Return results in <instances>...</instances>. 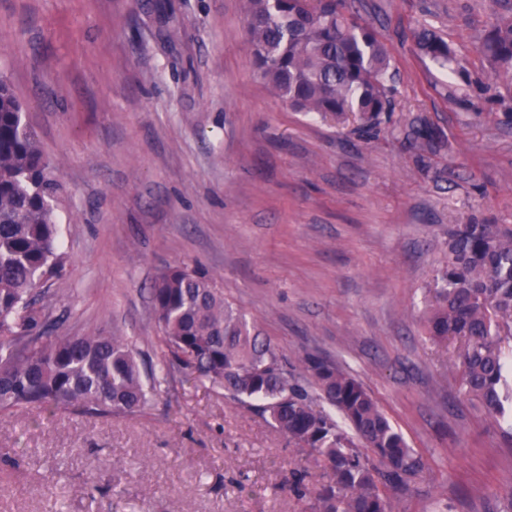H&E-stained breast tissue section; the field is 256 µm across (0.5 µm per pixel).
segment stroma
I'll return each instance as SVG.
<instances>
[{"label":"stroma","mask_w":512,"mask_h":512,"mask_svg":"<svg viewBox=\"0 0 512 512\" xmlns=\"http://www.w3.org/2000/svg\"><path fill=\"white\" fill-rule=\"evenodd\" d=\"M352 10L391 57L392 112L367 134L257 78L244 0H0V72L64 186L69 265L43 301L59 332L124 336L160 382L130 417L0 414V512H311L317 458L164 363L150 287L175 265L214 278L311 397L309 354L363 384L425 462L395 512H512L505 427L423 329L449 225H512V108L478 50L491 6ZM423 26L465 75L419 53Z\"/></svg>","instance_id":"stroma-1"}]
</instances>
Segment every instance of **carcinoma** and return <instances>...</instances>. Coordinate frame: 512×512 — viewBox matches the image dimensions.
<instances>
[{
    "label": "carcinoma",
    "instance_id": "cac0c4a2",
    "mask_svg": "<svg viewBox=\"0 0 512 512\" xmlns=\"http://www.w3.org/2000/svg\"><path fill=\"white\" fill-rule=\"evenodd\" d=\"M256 75L295 112L342 121L358 114L371 130L390 111L386 46L348 11V0H246ZM418 49L461 72L454 49L424 30ZM480 51L512 94V11L493 18ZM58 167L7 78L0 74V413L130 416L153 389L137 352L122 336L97 330L52 334L48 308L35 289L63 275L56 204ZM426 333L458 345L464 394L494 418L512 403L503 343L512 339V227L457 224ZM151 301L167 363L194 374L256 409L302 449L319 456L326 481L315 512H392L391 492L420 476L424 463L355 377L316 355L302 360L323 398L349 423L374 467L336 419L309 397L291 363L224 302L213 279L169 267L155 279Z\"/></svg>",
    "mask_w": 512,
    "mask_h": 512
}]
</instances>
